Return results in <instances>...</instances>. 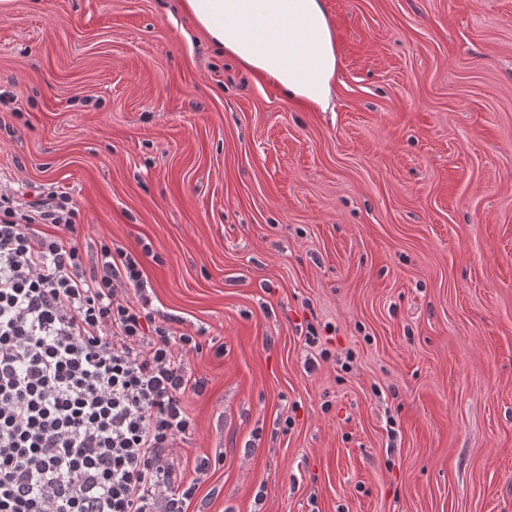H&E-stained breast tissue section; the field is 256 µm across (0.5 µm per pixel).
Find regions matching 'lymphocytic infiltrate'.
Returning a JSON list of instances; mask_svg holds the SVG:
<instances>
[{
	"instance_id": "f902f5d3",
	"label": "lymphocytic infiltrate",
	"mask_w": 512,
	"mask_h": 512,
	"mask_svg": "<svg viewBox=\"0 0 512 512\" xmlns=\"http://www.w3.org/2000/svg\"><path fill=\"white\" fill-rule=\"evenodd\" d=\"M78 216L67 192L0 185V512H187L171 450L202 344L159 317L132 251L86 267Z\"/></svg>"
}]
</instances>
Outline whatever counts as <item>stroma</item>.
Listing matches in <instances>:
<instances>
[{"label": "stroma", "mask_w": 512, "mask_h": 512, "mask_svg": "<svg viewBox=\"0 0 512 512\" xmlns=\"http://www.w3.org/2000/svg\"><path fill=\"white\" fill-rule=\"evenodd\" d=\"M324 4L327 112L181 0H0V182L204 329L188 512H512V0Z\"/></svg>", "instance_id": "35a3bbf8"}]
</instances>
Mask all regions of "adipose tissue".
Returning <instances> with one entry per match:
<instances>
[{
  "label": "adipose tissue",
  "mask_w": 512,
  "mask_h": 512,
  "mask_svg": "<svg viewBox=\"0 0 512 512\" xmlns=\"http://www.w3.org/2000/svg\"><path fill=\"white\" fill-rule=\"evenodd\" d=\"M215 46L291 100L329 108L336 54L322 0H184Z\"/></svg>",
  "instance_id": "adipose-tissue-1"
}]
</instances>
